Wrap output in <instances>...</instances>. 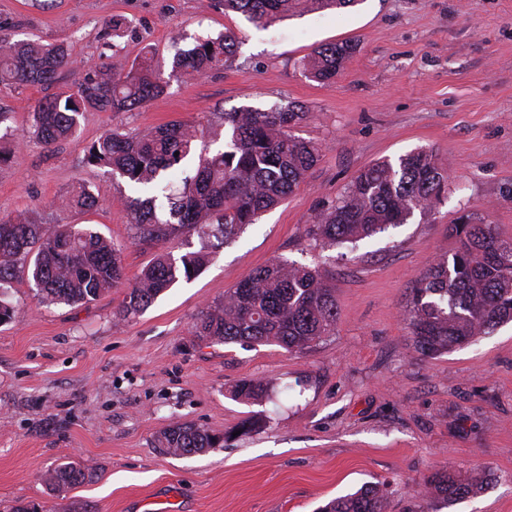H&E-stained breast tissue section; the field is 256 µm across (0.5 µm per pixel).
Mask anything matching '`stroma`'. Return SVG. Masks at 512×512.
Wrapping results in <instances>:
<instances>
[{
	"instance_id": "1",
	"label": "stroma",
	"mask_w": 512,
	"mask_h": 512,
	"mask_svg": "<svg viewBox=\"0 0 512 512\" xmlns=\"http://www.w3.org/2000/svg\"><path fill=\"white\" fill-rule=\"evenodd\" d=\"M125 25L103 37L109 20ZM235 31L232 62L197 80L170 79L131 112L86 107L71 141L20 136L47 95L76 90L89 69L127 72L143 46L176 47ZM64 45L73 61L50 87H0V219L89 224L123 248L126 284L159 248L138 244L128 203L137 192L84 163L103 132L136 135L174 121L224 146L227 112L297 102V136L322 146L300 186L239 238L214 249L143 314L115 321L124 290L81 305L39 303L26 280L0 323V512H316L366 483L384 485L385 512H512V322L448 353L415 352L403 316L420 277L456 241L448 227L478 213L512 239V0H358L304 11L268 29L224 14L213 0H0V41ZM357 43L336 80L308 78L318 46ZM430 149L448 185L433 208L358 246L308 235L363 169ZM102 202L60 207L75 185ZM277 258L320 268L336 288L335 333L300 353L268 343L198 339L201 311ZM275 386L260 401L233 394L245 379ZM261 418L258 433H237ZM192 423L226 435L223 447L174 456L158 438ZM74 462L93 479L51 491L42 473ZM476 494L441 503L430 482L443 466Z\"/></svg>"
}]
</instances>
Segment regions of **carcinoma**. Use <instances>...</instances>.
Instances as JSON below:
<instances>
[{
  "mask_svg": "<svg viewBox=\"0 0 512 512\" xmlns=\"http://www.w3.org/2000/svg\"><path fill=\"white\" fill-rule=\"evenodd\" d=\"M357 0H216L224 12H236L257 28H266L302 9L346 8ZM238 37L227 30L179 48L170 72L149 47L142 48L125 73L92 70L77 91L40 100L22 138L45 146L75 136L77 117L88 106L101 112H128L159 96L168 78L184 81L226 64L237 51ZM350 42L316 48L304 65L310 78L332 80L354 52ZM73 66L61 45L36 41L0 42V86L51 84ZM308 113L293 102L267 110L224 113V149L207 152L192 126L172 122L129 136L109 129L90 143L87 165L143 189L162 187L164 201L135 198L131 224L137 241L166 243L195 236L201 249L179 256L165 250L155 255L128 287L113 312L125 321L145 312L179 280L195 277L210 250L235 238L265 210L277 205L305 180L322 155L319 144L293 133ZM198 165L176 185L169 173L191 155ZM448 183V171L433 152L415 149L393 164L381 161L361 171L344 194L328 207L308 233L327 246L356 243L425 213ZM61 206L80 213L101 206L97 196L78 187ZM456 248L439 257L413 290L406 319L414 349L423 357L447 353L500 324L512 321V240L502 239L496 225L466 214L448 227ZM123 248L90 227L60 228L26 216L0 220V323L11 320L15 306L5 290L23 275L42 303L76 305L96 300L123 285ZM335 288L316 267L287 259L259 266L224 293V301L208 308L194 324V335L213 343L273 342L299 353L333 334L337 322ZM267 379L242 380L235 394L243 400L269 395ZM163 451L193 455L224 447V436L193 424H174L160 437ZM92 471L70 463L44 474L56 490L81 484ZM439 499L449 502L473 492L474 484L443 467L431 481ZM386 495L377 484L330 501L319 512H385Z\"/></svg>",
  "mask_w": 512,
  "mask_h": 512,
  "instance_id": "1",
  "label": "carcinoma"
}]
</instances>
